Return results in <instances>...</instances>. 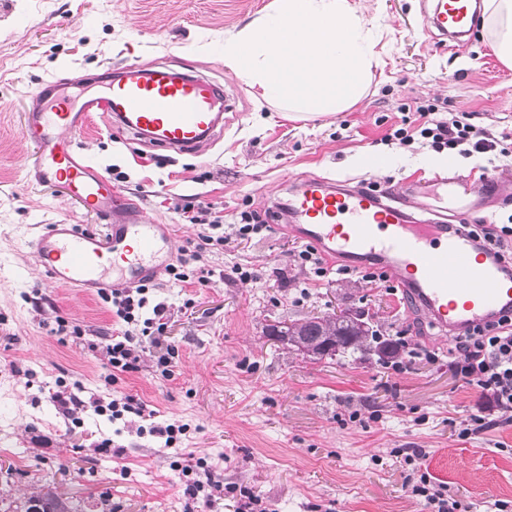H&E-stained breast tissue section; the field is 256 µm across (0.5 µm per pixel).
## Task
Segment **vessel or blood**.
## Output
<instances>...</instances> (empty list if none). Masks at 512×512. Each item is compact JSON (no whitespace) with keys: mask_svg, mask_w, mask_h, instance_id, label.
<instances>
[{"mask_svg":"<svg viewBox=\"0 0 512 512\" xmlns=\"http://www.w3.org/2000/svg\"><path fill=\"white\" fill-rule=\"evenodd\" d=\"M429 2L425 32L467 48L477 23L473 0ZM103 79V96L86 98L78 112L66 100L64 79L42 80L21 127L37 155L35 181L61 186L86 211L110 218L103 235L79 224H49L30 243L48 285L84 295L154 279L174 258L168 225L117 200L108 173L78 151L75 136L92 112L106 110L110 129L177 155H197L223 133L228 110L218 84L160 65L130 64ZM511 198L498 181L485 177L476 188L471 177L448 166L396 189L302 173L273 208L328 262L382 269L441 335L450 336L512 314V276L450 228Z\"/></svg>","mask_w":512,"mask_h":512,"instance_id":"vessel-or-blood-1","label":"vessel or blood"}]
</instances>
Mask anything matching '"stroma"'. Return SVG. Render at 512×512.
Returning a JSON list of instances; mask_svg holds the SVG:
<instances>
[{
    "mask_svg": "<svg viewBox=\"0 0 512 512\" xmlns=\"http://www.w3.org/2000/svg\"><path fill=\"white\" fill-rule=\"evenodd\" d=\"M275 2L0 0V512H30L36 501L43 512H233L231 492L244 487L276 512H428L404 488L394 448L424 449L423 471L447 483L465 512L512 503V422L458 436L487 400L451 369L447 342L408 310L402 292L333 273L305 289L291 261L302 241L265 203L290 174L360 179L370 154L383 160L374 178L384 186L435 172L438 152L402 123L422 105L512 133V68L492 48V27H478L460 53L424 32L423 0H347L378 59L366 95L331 116L292 112L262 99L222 60L225 39L271 14ZM131 62L192 69L226 88L232 109L223 136L197 156L111 133L95 113L79 140L94 163L117 168L119 197L169 225L178 248L197 233L173 211L186 200L222 208L228 224L242 209L260 210L270 230L245 250L210 254L208 285L160 276L149 301L169 305L172 317L146 349H177L174 374L162 377L147 360L107 387L103 354L89 345L112 331L111 312L99 296L46 286L28 243L48 224L101 233L108 219L34 181V150L20 128L40 80L68 79L77 104L97 74ZM402 126L416 136L411 146L386 140ZM237 264L253 267L259 281H240ZM358 311L386 338L414 330L435 360L412 359L400 372L372 356L312 360L267 334L281 322ZM58 314L85 329L84 338L52 335ZM61 382L80 383L86 401L136 396L156 422L177 419L190 430L169 448L91 410L72 424L52 399ZM106 438L123 458L98 451ZM187 452L221 474L211 505L188 500L170 467Z\"/></svg>",
    "mask_w": 512,
    "mask_h": 512,
    "instance_id": "35a3bbf8",
    "label": "stroma"
}]
</instances>
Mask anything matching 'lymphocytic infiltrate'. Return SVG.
I'll list each match as a JSON object with an SVG mask.
<instances>
[{"mask_svg": "<svg viewBox=\"0 0 512 512\" xmlns=\"http://www.w3.org/2000/svg\"><path fill=\"white\" fill-rule=\"evenodd\" d=\"M421 118L418 127L423 139L429 140L435 150L457 151L463 154H495L507 156L504 143L506 133L475 125L467 114L458 113L436 118L431 107H418ZM180 223L198 228L196 238L182 247L177 261L166 270L170 279L186 284H207L212 271L205 263L209 252L244 249L268 229L260 213L241 211L239 221L225 225L220 210L209 205L186 202L175 205ZM462 232L479 245L494 251L505 270L512 272V225H462ZM147 284L132 288H114L102 292V300L109 304L116 328L104 337L102 352L106 358L105 384H112L117 374L138 371L145 341L162 335L171 312L165 304H149ZM448 362L464 382L488 397L500 418L512 420V317H502L496 323L468 330L454 337L448 350ZM53 398L64 415L75 416L85 406H92L97 414L108 415L110 420H129L138 432L164 439L166 445H175L180 435L186 434L188 425L172 422L158 425L155 412L133 395L99 397L85 402L69 388L56 391ZM399 454L406 467L404 485L412 496L424 500L430 512H460L461 504L448 492L444 483L433 482L429 474L420 472L416 461L422 456L419 448H403Z\"/></svg>", "mask_w": 512, "mask_h": 512, "instance_id": "f902f5d3", "label": "lymphocytic infiltrate"}]
</instances>
